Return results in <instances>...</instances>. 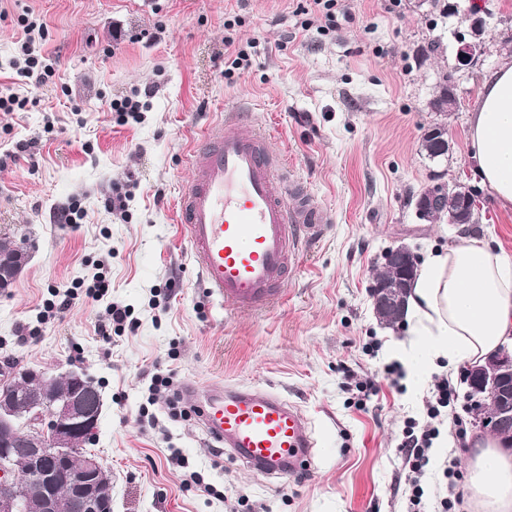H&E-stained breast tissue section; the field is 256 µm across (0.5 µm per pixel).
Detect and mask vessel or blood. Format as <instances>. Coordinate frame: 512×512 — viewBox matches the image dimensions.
<instances>
[{"instance_id": "b4317fda", "label": "vessel or blood", "mask_w": 512, "mask_h": 512, "mask_svg": "<svg viewBox=\"0 0 512 512\" xmlns=\"http://www.w3.org/2000/svg\"><path fill=\"white\" fill-rule=\"evenodd\" d=\"M240 123L232 113L203 130L190 152L193 178L178 222L211 296L225 311L259 312L279 302L300 242L320 238L328 218L304 198L289 201L282 161ZM198 410L211 438L272 476L306 469L320 445L306 414L268 390L219 387Z\"/></svg>"}]
</instances>
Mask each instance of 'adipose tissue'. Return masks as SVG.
Wrapping results in <instances>:
<instances>
[{"instance_id": "ef3b65f1", "label": "adipose tissue", "mask_w": 512, "mask_h": 512, "mask_svg": "<svg viewBox=\"0 0 512 512\" xmlns=\"http://www.w3.org/2000/svg\"><path fill=\"white\" fill-rule=\"evenodd\" d=\"M469 125L480 186L512 209V58L487 75ZM406 318L413 337L393 350L412 376H452L512 348V257L468 235L430 251L410 286ZM470 444L467 500L480 512H512V454L499 439L479 432Z\"/></svg>"}]
</instances>
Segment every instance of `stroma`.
<instances>
[{
  "label": "stroma",
  "instance_id": "35a3bbf8",
  "mask_svg": "<svg viewBox=\"0 0 512 512\" xmlns=\"http://www.w3.org/2000/svg\"><path fill=\"white\" fill-rule=\"evenodd\" d=\"M444 2L454 15L429 0H339L323 31L308 0H0V91L37 99L0 111V234L25 240L30 254L0 288V361L75 370L98 388L103 411L89 449L112 476L113 512H408L399 445L408 421L429 424L434 382L412 391L383 378L390 342L405 339L408 325L376 318L373 272L387 249L403 244L421 256L463 234L512 254V210L487 191L476 224H429L411 203L436 174L474 187L468 120L486 73L512 55V0ZM473 6L487 21L484 50L461 69L467 30L458 15ZM25 13L47 28L36 47L53 70L32 89L8 66ZM232 18L239 26L225 29ZM228 36L257 45L244 74L224 73ZM444 71L460 102L445 115L428 107ZM130 97L144 103L136 121L111 109ZM229 111L267 135L288 176L330 218L297 254L281 303L261 314L227 313L209 296L177 224L190 148ZM437 123L451 149L432 160L420 144ZM20 142L29 145L22 154ZM117 185L128 195L123 217L110 208ZM75 202L82 220L57 223ZM97 274L111 284L102 300L44 321L54 290ZM113 302L130 308L135 328L106 343L97 315ZM36 327L40 338L22 341ZM156 366L172 372L177 392L243 385L299 405L321 442L310 470L274 478L214 457L192 399H181L187 419L171 417L165 398L149 401L146 375ZM349 373L378 378L365 406L345 386ZM143 411L158 428L139 422ZM174 448L187 468L169 464ZM193 471L204 486L188 484Z\"/></svg>",
  "mask_w": 512,
  "mask_h": 512
}]
</instances>
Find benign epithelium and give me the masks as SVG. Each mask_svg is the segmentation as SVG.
Returning <instances> with one entry per match:
<instances>
[{
	"mask_svg": "<svg viewBox=\"0 0 512 512\" xmlns=\"http://www.w3.org/2000/svg\"><path fill=\"white\" fill-rule=\"evenodd\" d=\"M469 39H461L456 60L461 67L472 65L483 51L486 21L480 10L471 8L461 15ZM468 200L457 197L439 177L421 192L418 214L424 220L440 208H452L464 217ZM417 255L400 245L386 255L370 297L378 317L391 325L403 320L410 285L417 274ZM8 376L20 384L46 381L44 371L12 367ZM67 389L55 396L50 408L41 400L21 413L14 396L6 388L0 393V512H112V495L103 479V465L95 456L79 455L80 447L98 427L101 415L99 395L89 397V380L83 373L61 375ZM468 397L475 403L483 428L512 447V350H502L487 359L485 366L470 373ZM37 437L32 448H16L20 432ZM25 470L36 487V502L16 485V476Z\"/></svg>",
	"mask_w": 512,
	"mask_h": 512,
	"instance_id": "1",
	"label": "benign epithelium"
}]
</instances>
